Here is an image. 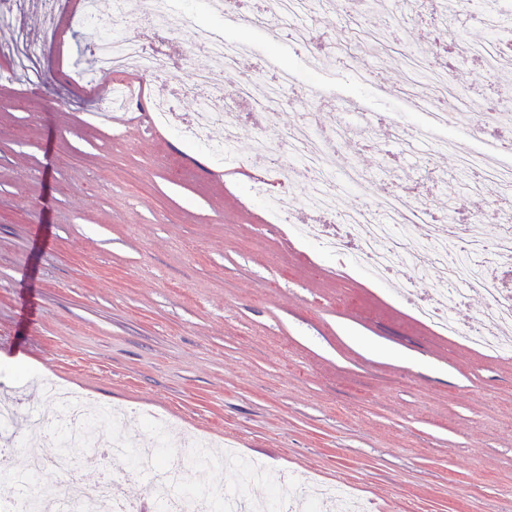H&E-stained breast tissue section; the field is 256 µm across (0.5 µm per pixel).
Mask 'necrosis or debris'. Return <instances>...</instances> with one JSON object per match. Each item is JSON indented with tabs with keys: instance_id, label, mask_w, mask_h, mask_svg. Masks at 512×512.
I'll return each instance as SVG.
<instances>
[{
	"instance_id": "1",
	"label": "necrosis or debris",
	"mask_w": 512,
	"mask_h": 512,
	"mask_svg": "<svg viewBox=\"0 0 512 512\" xmlns=\"http://www.w3.org/2000/svg\"><path fill=\"white\" fill-rule=\"evenodd\" d=\"M313 6V0H265L263 8L248 15L246 22L256 29H276L281 39L294 43L306 53L312 40L308 20ZM145 21L169 32L192 27L191 50L202 53L207 63L200 67L196 84L187 91L188 96L201 99L202 104L196 111L193 126L185 130L183 136L190 144L203 145L209 130L221 128L224 163L230 167L238 165L239 159L233 152L236 102H229L219 94L216 70L236 68L244 53V43L224 38L196 23L180 10L178 0H152L142 17L136 19L126 13L124 0H113L106 24L117 36L112 42L96 47L94 66L99 73L114 75L131 67L144 76H169L170 65L163 51L157 47L147 48L143 39L134 34ZM405 67L411 86H419L424 80L431 86L429 93L416 98L418 109L427 112L435 126H447L453 95L447 74H425L419 55L413 53L406 54ZM297 90L295 74L283 69L278 74L276 87L267 91H259L253 80L242 81L237 101L247 102L253 111L273 121L278 113L299 108L301 98ZM366 124L363 113L347 111L342 113L330 135L323 136L314 131L307 118H299L283 133L292 157L288 163L266 138H258L252 159L266 174L253 181L252 197L261 201L276 221H287L294 204L289 176L292 170H300L310 186L306 204L328 213L331 222L341 224L347 231L346 236L355 238L358 253L369 267L382 273L391 272L397 260L407 254L418 271H438L439 303L419 307L418 313L424 320L481 351L497 354L507 350L512 346V300L488 286L482 267L488 259L512 257V231L491 241L474 226L460 231L454 224L434 221L428 210L415 205L405 194L383 195L372 208L344 206L349 190L361 185L367 175L351 165L344 173H337L340 151ZM500 153V148L490 144L480 153H460L458 170L471 187L491 183L511 188L512 167L497 163ZM420 224L428 226L429 237L422 243L412 242L406 231ZM466 288L484 290L488 306L482 318L464 326L449 319L446 306L457 300ZM64 398L70 407L55 416L56 431L76 446L101 448L105 443L110 446L109 451L102 454L99 482L84 483L72 462L13 452L14 434L8 425L15 421L16 412L4 404L0 406V463L22 475L38 474L41 480L34 486L8 484L0 487V512H43L47 507L53 512H91L99 501L105 503L108 512H140L138 503L125 498L120 480L112 473V460L125 454L127 440L118 435L109 439L89 435L87 428L95 415L94 409L75 393H65ZM139 469L150 474L149 496L161 512H211L210 498L191 495L185 490L181 451H171L163 458L154 452L141 455Z\"/></svg>"
}]
</instances>
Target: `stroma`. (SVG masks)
Masks as SVG:
<instances>
[{
  "mask_svg": "<svg viewBox=\"0 0 512 512\" xmlns=\"http://www.w3.org/2000/svg\"><path fill=\"white\" fill-rule=\"evenodd\" d=\"M197 21L227 37L247 36L238 68L218 74L224 95L244 76L265 83L262 59L294 69L301 86L329 95L313 122L332 130L343 100L396 114L414 134L434 138L382 170L396 153L387 128L376 145L346 148L368 179L349 197L374 205L388 191L411 192L432 213L456 201L479 217L481 233L504 230L499 189L449 194L457 154L484 138L472 123L434 127L414 110L403 54L442 67L434 36L487 37L479 22L512 0H462L443 22L441 0H419L411 18L363 9L317 10L313 34L351 43L372 29H413L382 54H356L310 73L302 56L268 32L226 26L205 0H180ZM192 31L170 34L171 80L138 77L141 97L112 117L95 116L111 79L84 85L88 31L66 28L45 44L35 81L8 79L0 56V398L52 419L39 380L49 377L99 412L123 410L119 430L134 443L176 446L186 434L236 449L222 466L200 464L189 483L275 504L313 483L356 496L364 512H502L512 488V351L480 353L417 318L396 287L432 299L437 274L416 278L400 261L381 281L348 259L298 239L307 185L295 176L293 226L270 223L246 195L247 177L223 174L218 157L188 145L142 115L147 100L195 80ZM370 68L371 82L355 77ZM450 81L465 100L505 99L512 85L459 59ZM144 191L133 192V182ZM166 419L150 430L147 415ZM262 469L264 479L251 476Z\"/></svg>",
  "mask_w": 512,
  "mask_h": 512,
  "instance_id": "obj_1",
  "label": "stroma"
}]
</instances>
